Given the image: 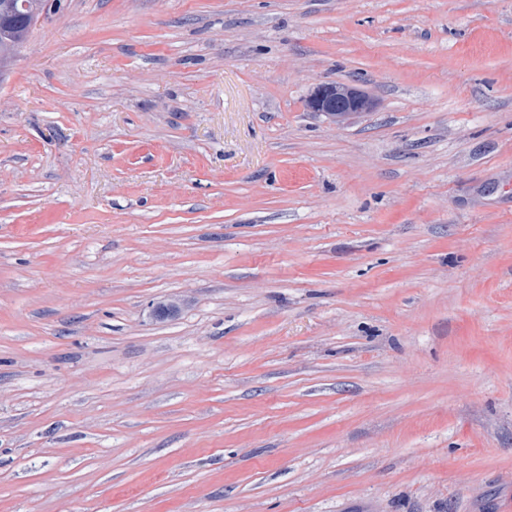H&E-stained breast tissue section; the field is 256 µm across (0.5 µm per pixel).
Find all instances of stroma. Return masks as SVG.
<instances>
[{
	"label": "stroma",
	"instance_id": "1",
	"mask_svg": "<svg viewBox=\"0 0 512 512\" xmlns=\"http://www.w3.org/2000/svg\"><path fill=\"white\" fill-rule=\"evenodd\" d=\"M0 512H512V0L38 22L0 69ZM369 100L360 92L346 86L321 85L311 94L308 108L312 112L335 114L336 112H365Z\"/></svg>",
	"mask_w": 512,
	"mask_h": 512
}]
</instances>
